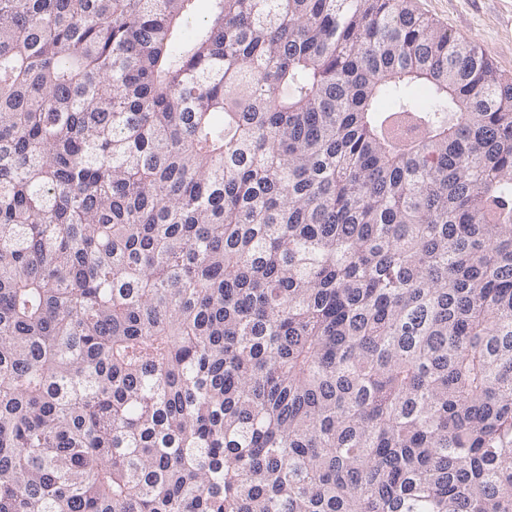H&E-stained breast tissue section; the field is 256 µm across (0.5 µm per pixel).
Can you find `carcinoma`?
I'll list each match as a JSON object with an SVG mask.
<instances>
[{
	"label": "carcinoma",
	"mask_w": 512,
	"mask_h": 512,
	"mask_svg": "<svg viewBox=\"0 0 512 512\" xmlns=\"http://www.w3.org/2000/svg\"><path fill=\"white\" fill-rule=\"evenodd\" d=\"M195 2L0 0V512H512V78Z\"/></svg>",
	"instance_id": "1"
}]
</instances>
